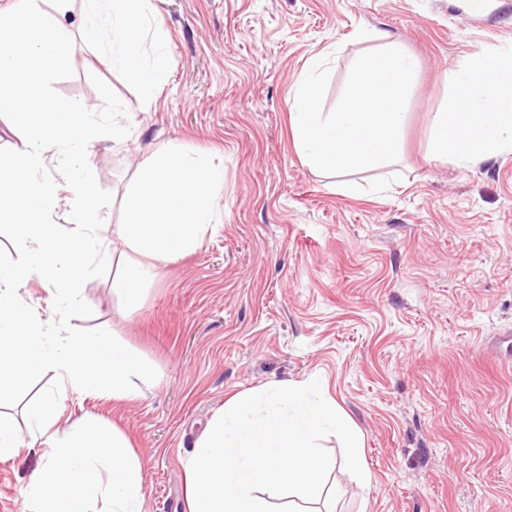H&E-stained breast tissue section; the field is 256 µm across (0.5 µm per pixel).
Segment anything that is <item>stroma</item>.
Masks as SVG:
<instances>
[{
	"instance_id": "1",
	"label": "stroma",
	"mask_w": 512,
	"mask_h": 512,
	"mask_svg": "<svg viewBox=\"0 0 512 512\" xmlns=\"http://www.w3.org/2000/svg\"><path fill=\"white\" fill-rule=\"evenodd\" d=\"M146 65L165 83L146 102L128 74L95 66L83 0L60 16L75 44L72 78L56 83L89 110L96 73L121 98L132 136L87 148L107 240L125 221L122 195L157 155L202 156L224 168L214 222L199 246L151 269L126 308L112 282L85 284L103 328L157 371L136 399L67 392L63 419L98 416L144 460L143 512H188L186 462L236 394L319 375L355 424L365 473L327 437L330 512H512V151L463 167L436 164L426 142L450 105L452 75L484 50L512 63V0H149ZM398 42L416 60L389 168L330 175L294 142L292 88L329 59L331 111L364 52ZM21 442L0 460V512H25L41 464L23 405L8 407Z\"/></svg>"
}]
</instances>
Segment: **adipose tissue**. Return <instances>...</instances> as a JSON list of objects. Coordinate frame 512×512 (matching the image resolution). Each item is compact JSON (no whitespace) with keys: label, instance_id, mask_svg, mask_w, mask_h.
<instances>
[{"label":"adipose tissue","instance_id":"obj_1","mask_svg":"<svg viewBox=\"0 0 512 512\" xmlns=\"http://www.w3.org/2000/svg\"><path fill=\"white\" fill-rule=\"evenodd\" d=\"M145 0H86L85 34L98 40L100 21L112 27L104 62L133 74L145 99L162 85L158 69L146 66L140 50L148 28ZM454 101L435 117L427 156L468 166L512 149V76L484 53H476L454 78ZM224 185L223 170L204 158L157 157L127 189L122 239L135 254L113 289L128 307L142 299L145 269L140 256L174 262L195 248L213 223L212 198Z\"/></svg>","mask_w":512,"mask_h":512}]
</instances>
